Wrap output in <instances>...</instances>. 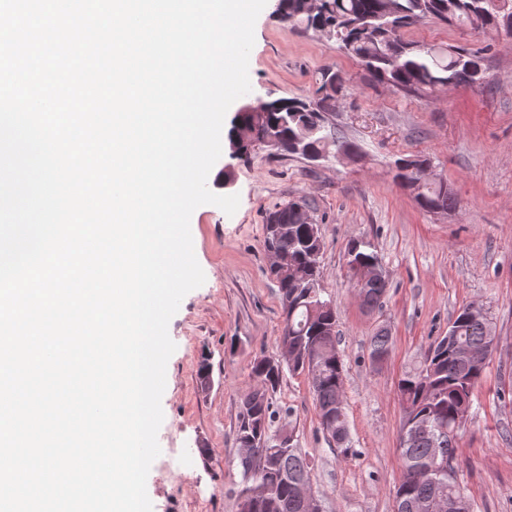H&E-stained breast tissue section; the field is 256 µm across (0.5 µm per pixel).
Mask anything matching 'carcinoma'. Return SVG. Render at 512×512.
Returning a JSON list of instances; mask_svg holds the SVG:
<instances>
[{
  "label": "carcinoma",
  "mask_w": 512,
  "mask_h": 512,
  "mask_svg": "<svg viewBox=\"0 0 512 512\" xmlns=\"http://www.w3.org/2000/svg\"><path fill=\"white\" fill-rule=\"evenodd\" d=\"M274 14L288 25L335 41L374 81L423 97L449 84L471 86L474 77L484 73V57L479 50L417 44L404 38L408 29L429 20L470 27L476 17L478 31L512 32V0H276ZM347 83L343 72L325 71L312 100L275 98L269 109H238L227 131L231 156L248 157L253 144L267 138L276 143L272 151L283 155H293L290 145L300 139L316 154L343 149L355 153V146L338 135L331 120L336 96ZM428 161L427 155L402 160L404 166L394 179L422 210H454L457 198L452 191L422 181L417 165ZM299 205L311 209L303 196L290 199L271 212L264 225V251L279 259L271 275L278 286L283 314L280 343L288 349V359L264 356L251 365L257 388L242 401L236 442L250 449L252 462L238 461V512H306L298 487L312 490V460L300 448L294 426L272 428L273 396L284 372L311 379L322 430L343 454L352 453L336 311L322 299V239L318 224L301 222ZM346 266L352 278L356 267H380L382 260L371 241L353 239L347 246ZM366 288L365 306L381 307L386 280L376 278ZM490 328V319L462 308L449 322L448 334L430 342L423 360L398 383L404 419L431 429L429 435L400 446L402 473L396 491H404L406 507L417 502L429 509L443 502L442 512H470L453 479L456 439L458 420L471 409L484 369L466 367L456 352L492 355ZM390 350L388 330L376 329L369 341V358Z\"/></svg>",
  "instance_id": "obj_1"
}]
</instances>
